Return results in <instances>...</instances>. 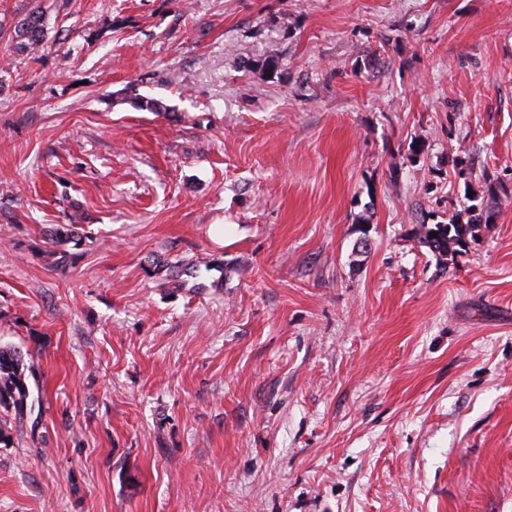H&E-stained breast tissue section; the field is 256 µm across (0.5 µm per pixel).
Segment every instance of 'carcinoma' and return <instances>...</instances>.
I'll use <instances>...</instances> for the list:
<instances>
[{"mask_svg": "<svg viewBox=\"0 0 512 512\" xmlns=\"http://www.w3.org/2000/svg\"><path fill=\"white\" fill-rule=\"evenodd\" d=\"M47 35L44 13L34 9L22 20L18 28V49L34 50L42 44ZM477 224L421 225L420 243L442 258L464 249L468 239L474 237ZM437 233L431 237V233ZM24 360L20 352L12 348H0V444L13 442L14 424L21 420L27 406L29 391L24 377Z\"/></svg>", "mask_w": 512, "mask_h": 512, "instance_id": "cac0c4a2", "label": "carcinoma"}]
</instances>
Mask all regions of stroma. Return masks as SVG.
<instances>
[{
  "mask_svg": "<svg viewBox=\"0 0 512 512\" xmlns=\"http://www.w3.org/2000/svg\"><path fill=\"white\" fill-rule=\"evenodd\" d=\"M0 347V512H512V0H0ZM17 34L20 38V42L17 43V48L20 50L29 49L33 51L37 46L42 44L47 35L44 13L39 11V9L30 11L22 20ZM478 224L471 221L470 224H458L450 220L448 224H422L420 243L424 244L437 257L443 258L449 253L452 255L462 251L469 244L468 238L475 237V228ZM437 232V237L431 238V233ZM24 366L20 352L0 348V444L4 446L13 443L14 424L21 420L27 406Z\"/></svg>",
  "mask_w": 512,
  "mask_h": 512,
  "instance_id": "1",
  "label": "stroma"
}]
</instances>
